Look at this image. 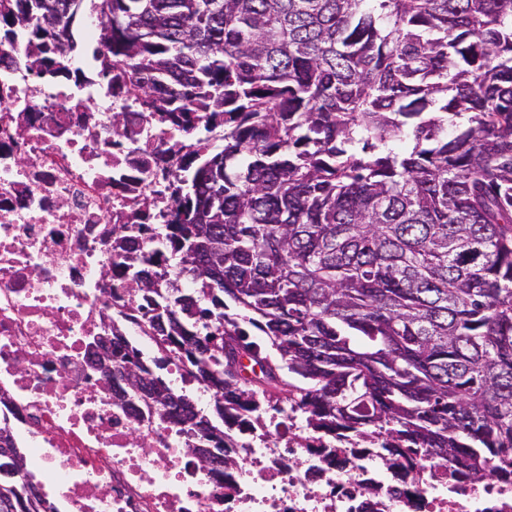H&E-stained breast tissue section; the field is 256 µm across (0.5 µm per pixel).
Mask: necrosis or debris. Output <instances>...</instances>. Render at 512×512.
<instances>
[{
	"mask_svg": "<svg viewBox=\"0 0 512 512\" xmlns=\"http://www.w3.org/2000/svg\"><path fill=\"white\" fill-rule=\"evenodd\" d=\"M28 55L21 36L0 46V426L23 440L41 488L70 512H512V478L473 481L425 458L403 479L368 443L318 435L297 411L236 423L224 454L239 466L207 470L175 420L121 402L90 346L139 302L107 294L108 237L137 204L169 221L154 156L186 135L146 119L114 151L124 102L97 62L78 83L38 81Z\"/></svg>",
	"mask_w": 512,
	"mask_h": 512,
	"instance_id": "necrosis-or-debris-1",
	"label": "necrosis or debris"
}]
</instances>
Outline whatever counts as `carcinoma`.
I'll return each mask as SVG.
<instances>
[{
	"instance_id": "obj_1",
	"label": "carcinoma",
	"mask_w": 512,
	"mask_h": 512,
	"mask_svg": "<svg viewBox=\"0 0 512 512\" xmlns=\"http://www.w3.org/2000/svg\"><path fill=\"white\" fill-rule=\"evenodd\" d=\"M42 2L0 0V42L23 31L37 79L65 75L84 0ZM91 3L99 76L136 112L224 125L185 156L172 222L134 210L112 238L113 293L141 297L222 423L289 403L391 466L490 475L512 454V0ZM110 344L107 375L213 459L224 430L115 325ZM2 469L0 512H58L0 427Z\"/></svg>"
}]
</instances>
